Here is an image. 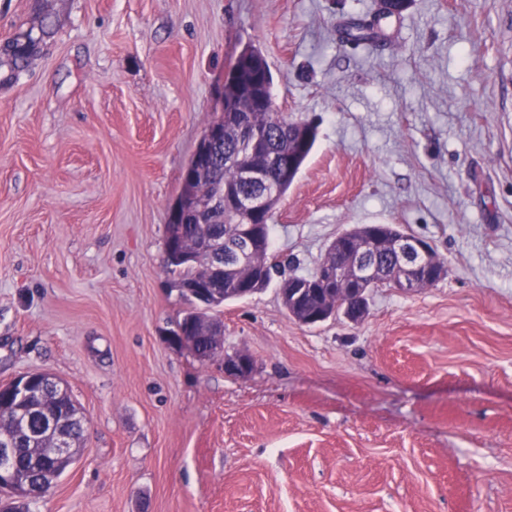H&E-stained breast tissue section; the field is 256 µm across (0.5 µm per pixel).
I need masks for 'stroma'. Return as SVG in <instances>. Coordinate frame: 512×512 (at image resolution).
I'll list each match as a JSON object with an SVG mask.
<instances>
[{
	"instance_id": "obj_1",
	"label": "stroma",
	"mask_w": 512,
	"mask_h": 512,
	"mask_svg": "<svg viewBox=\"0 0 512 512\" xmlns=\"http://www.w3.org/2000/svg\"><path fill=\"white\" fill-rule=\"evenodd\" d=\"M52 14L0 84V383L47 372L85 418L30 512H512V0H0V41ZM258 47L314 149L272 218L285 276L396 224L447 266L303 325L278 282L226 303L225 355L167 336L188 305L170 206L232 62ZM373 14L372 20H358L345 25L344 33L348 40L356 43H373L380 39L382 30L376 21L379 19L380 13Z\"/></svg>"
}]
</instances>
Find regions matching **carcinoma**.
Wrapping results in <instances>:
<instances>
[{"mask_svg": "<svg viewBox=\"0 0 512 512\" xmlns=\"http://www.w3.org/2000/svg\"><path fill=\"white\" fill-rule=\"evenodd\" d=\"M379 14H374L370 20L353 21L345 25V37L356 43H373L380 39L381 28L377 24ZM53 24L43 20L38 27L18 29L10 37L0 42V82L11 80L17 72L25 69L35 58L41 55L49 40L54 36ZM264 60L262 52L248 45L242 50L241 58L237 63V79L241 85L243 95L239 100V107L250 111L252 126L262 133L267 134L269 150L283 159L293 158L294 166L289 172L277 169L272 172L277 187L276 195L270 200L266 216L261 219V224L266 227V233H271L272 211L279 200L287 192L293 183L301 166L309 156L317 137V129L311 124L294 120L287 115L275 111L273 99V77L271 70H266V75H259L247 65V60ZM240 113H224V141L215 146L211 154V170L207 171L204 180H198L192 185H182L181 192L192 193L198 199L209 197L214 191L215 184L223 183L227 186H236L240 182V172L237 166L224 164V154L231 151L247 152V144L237 136L236 128L239 123ZM367 236L375 242L372 249L363 254H358L356 248L357 239ZM407 236L395 224L358 225L351 231H344L336 237V240L327 249V254L333 256L336 264L340 266L354 265L361 259L376 266L375 288L395 287V265L393 263L392 243L394 239ZM270 237H265L262 252L259 256V265L248 264L231 271H224V286L217 291L218 298L213 301L210 310L215 311L225 302L241 297V289L254 288L261 291L269 286L273 272L279 267V263L270 254L267 244ZM171 271L178 275V281L188 283L199 276L200 269L195 265H188L176 258L167 260ZM283 288H298L304 290V295L299 301V309L313 311L317 308L341 312L346 296L336 290H328L327 286L313 280V275L294 276L282 281ZM190 325L197 336V348L205 355L215 350L216 342L211 336L202 333L196 323H187V318H182L178 325ZM46 408L59 418H66L80 408L73 398L71 390H66L60 397H50ZM11 439L18 448V457L14 468L23 471L29 476L31 483L36 485L42 493H47L54 483L64 474L72 464L75 456L65 460H57L45 470H34L35 459L48 453L50 442L40 441L31 444L27 435L5 427L0 432V437Z\"/></svg>", "mask_w": 512, "mask_h": 512, "instance_id": "carcinoma-1", "label": "carcinoma"}]
</instances>
